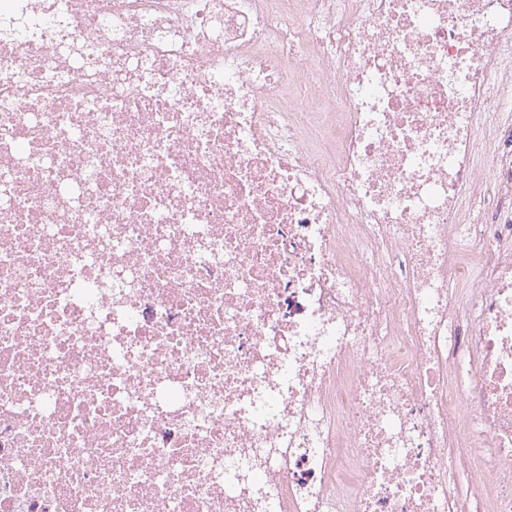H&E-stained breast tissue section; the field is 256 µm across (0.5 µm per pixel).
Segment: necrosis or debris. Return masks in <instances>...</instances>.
Returning a JSON list of instances; mask_svg holds the SVG:
<instances>
[{
	"instance_id": "4bbe7bcc",
	"label": "necrosis or debris",
	"mask_w": 512,
	"mask_h": 512,
	"mask_svg": "<svg viewBox=\"0 0 512 512\" xmlns=\"http://www.w3.org/2000/svg\"><path fill=\"white\" fill-rule=\"evenodd\" d=\"M0 18V512H512V0Z\"/></svg>"
}]
</instances>
